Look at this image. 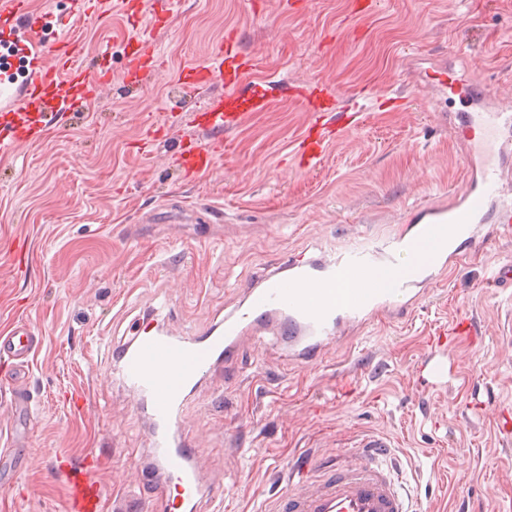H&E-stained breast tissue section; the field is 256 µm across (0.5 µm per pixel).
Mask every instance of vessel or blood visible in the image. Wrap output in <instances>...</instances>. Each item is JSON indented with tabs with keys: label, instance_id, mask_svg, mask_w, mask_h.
Returning a JSON list of instances; mask_svg holds the SVG:
<instances>
[{
	"label": "vessel or blood",
	"instance_id": "b4317fda",
	"mask_svg": "<svg viewBox=\"0 0 512 512\" xmlns=\"http://www.w3.org/2000/svg\"><path fill=\"white\" fill-rule=\"evenodd\" d=\"M46 17L30 14L24 0H0V32L10 37L29 36L46 27ZM135 49L126 56V72L157 68L159 50L148 34L128 37ZM16 66L0 68V124L8 134L0 138V152H11L40 134L53 119L48 101L61 104L98 95L103 81H89L82 65V50L73 31L53 43L21 45ZM252 58L231 59L216 45L203 62L187 67L183 89L187 96L208 93L202 109L204 128L212 137L204 143L181 145L175 161L185 176L211 172L224 154V131L237 119L225 111V97L238 90L243 70L253 69ZM222 94H212L215 85ZM442 93L462 94L471 102L462 127L479 130L467 148L466 184L453 193L449 205L421 209L414 223L374 251H352L334 259L297 257L284 271L268 273L245 300L224 317L212 332L192 338L154 333L140 324L134 343L117 360L124 382L133 389L153 421L150 456L166 476L162 495H176L181 512H196L208 496V485L195 462L193 448L172 443L171 432L180 407L196 385L218 362L234 363L241 341L260 340L274 332L301 362L313 360L327 342L340 339L356 324L375 316L403 318L421 303L424 291L437 276L461 264L456 242L475 239L482 224L502 225L512 231V173L503 159L512 153V109L489 108L482 101L488 91L461 79L434 82ZM325 130L308 131L300 144L301 159L314 169L323 158ZM373 269L394 273L391 285L364 290L357 300H336V284L354 272ZM30 326L15 320L0 328V357L27 364L32 352ZM390 441L369 438L358 455L326 465L315 461L312 475L300 489L276 499L272 512H412V500L396 468L389 463ZM66 488V512H103L104 491L93 475L94 458L57 462Z\"/></svg>",
	"mask_w": 512,
	"mask_h": 512
}]
</instances>
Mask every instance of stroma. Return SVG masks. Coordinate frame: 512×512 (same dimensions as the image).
<instances>
[{"label": "stroma", "instance_id": "1", "mask_svg": "<svg viewBox=\"0 0 512 512\" xmlns=\"http://www.w3.org/2000/svg\"><path fill=\"white\" fill-rule=\"evenodd\" d=\"M178 0L155 29L163 65L125 79L131 25L117 0L78 28L89 78L110 83L36 141L0 154V325L27 321L23 378L0 359V512H64L53 461L95 454L108 497L159 501L151 424L112 370L142 314L188 335L217 325L268 269L293 257L381 246L418 208L461 187L463 102L429 96L419 76L445 64L478 87L512 85V0ZM236 35L254 56L243 91L284 84L225 132L226 155L184 180L181 141L206 142L183 96L181 68ZM479 67H471V58ZM295 84L360 104L358 125L300 172L311 120ZM512 239L468 252L403 322L377 318L309 364L274 336L241 346L187 398L176 437L196 448L223 512H268L309 456L348 454L365 435L390 438L403 482L424 512H512V288L490 284ZM475 336L451 339L458 317ZM450 340L448 378L424 359Z\"/></svg>", "mask_w": 512, "mask_h": 512}]
</instances>
